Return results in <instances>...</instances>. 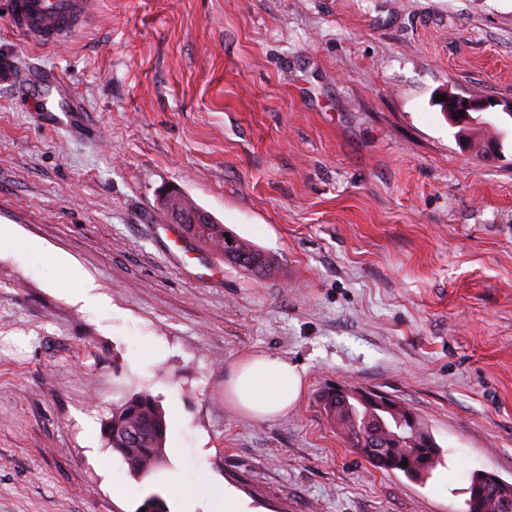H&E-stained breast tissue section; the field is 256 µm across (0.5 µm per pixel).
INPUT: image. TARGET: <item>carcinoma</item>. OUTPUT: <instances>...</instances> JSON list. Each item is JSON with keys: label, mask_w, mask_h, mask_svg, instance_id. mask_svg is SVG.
<instances>
[{"label": "carcinoma", "mask_w": 512, "mask_h": 512, "mask_svg": "<svg viewBox=\"0 0 512 512\" xmlns=\"http://www.w3.org/2000/svg\"><path fill=\"white\" fill-rule=\"evenodd\" d=\"M179 208L185 211L184 231L204 243L224 260L245 271L265 276L273 268V259L256 246L236 237L231 251L225 250L224 225L212 220L207 224H194L191 217L201 208L190 199L178 197ZM320 405L327 419L347 440L351 447L361 450L368 446L367 423L369 410L347 394L336 391L320 396ZM383 424L374 425L379 430L378 444H386L388 454L367 461L386 472H401L409 478H419L430 473L440 458V448L434 438L419 446L392 437V421L382 417ZM102 434L108 447L117 453L128 466L131 475L145 478L165 462L167 421L159 401L146 391L133 393L112 412L102 424ZM467 512H500L499 497L485 491L480 510H474L467 501Z\"/></svg>", "instance_id": "carcinoma-1"}]
</instances>
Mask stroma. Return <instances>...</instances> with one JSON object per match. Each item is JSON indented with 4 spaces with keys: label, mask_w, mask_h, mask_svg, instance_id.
Masks as SVG:
<instances>
[{
    "label": "stroma",
    "mask_w": 512,
    "mask_h": 512,
    "mask_svg": "<svg viewBox=\"0 0 512 512\" xmlns=\"http://www.w3.org/2000/svg\"><path fill=\"white\" fill-rule=\"evenodd\" d=\"M2 57L38 81L0 85V512H184L176 477L195 512L224 486L249 512H464L472 473L512 483V117L487 113L488 162L435 103L512 100V0H92L52 48L0 6ZM171 192L274 273L173 245ZM258 353L303 373L273 421L224 395ZM336 383L409 407L440 464L373 468L316 403ZM141 390L168 423L143 479L101 434Z\"/></svg>",
    "instance_id": "35a3bbf8"
}]
</instances>
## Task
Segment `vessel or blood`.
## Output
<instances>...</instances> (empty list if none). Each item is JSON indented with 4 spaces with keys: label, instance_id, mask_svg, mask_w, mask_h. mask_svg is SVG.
<instances>
[{
    "label": "vessel or blood",
    "instance_id": "vessel-or-blood-1",
    "mask_svg": "<svg viewBox=\"0 0 512 512\" xmlns=\"http://www.w3.org/2000/svg\"><path fill=\"white\" fill-rule=\"evenodd\" d=\"M13 28L53 47L85 24L91 0H5Z\"/></svg>",
    "mask_w": 512,
    "mask_h": 512
}]
</instances>
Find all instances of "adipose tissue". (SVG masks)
<instances>
[{
    "mask_svg": "<svg viewBox=\"0 0 512 512\" xmlns=\"http://www.w3.org/2000/svg\"><path fill=\"white\" fill-rule=\"evenodd\" d=\"M302 388L296 365L265 354L237 363L225 384L228 401L244 415L260 421L287 414L298 402Z\"/></svg>",
    "mask_w": 512,
    "mask_h": 512,
    "instance_id": "1",
    "label": "adipose tissue"
}]
</instances>
